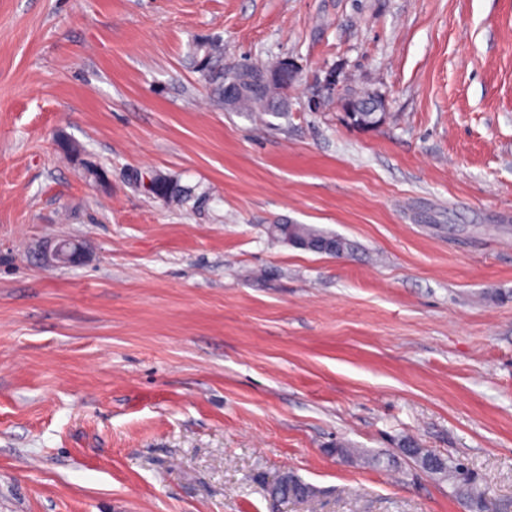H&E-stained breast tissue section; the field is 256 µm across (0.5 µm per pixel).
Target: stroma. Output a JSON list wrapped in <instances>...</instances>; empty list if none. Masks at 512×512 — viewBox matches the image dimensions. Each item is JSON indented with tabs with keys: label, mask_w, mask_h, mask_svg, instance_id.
<instances>
[{
	"label": "stroma",
	"mask_w": 512,
	"mask_h": 512,
	"mask_svg": "<svg viewBox=\"0 0 512 512\" xmlns=\"http://www.w3.org/2000/svg\"><path fill=\"white\" fill-rule=\"evenodd\" d=\"M334 67L380 125L309 111ZM415 448L512 512V0H0V512H468ZM218 52L219 47L214 42L198 41L193 47L192 59L196 71L212 85L214 96L227 110L234 107L237 94L244 90L269 95L271 91L293 83L297 77V68L289 58L281 59L279 67L268 73H249L248 69H237V64L230 67L236 69L235 71H226L224 74L223 69L216 71L213 63V58ZM231 111L246 112L258 116L261 120H264L266 115L278 117L285 114L263 105L251 95L240 97ZM271 234L281 242L290 241V246L310 252L312 246L321 242L333 244V253L329 255L342 256L352 249V244L347 239L323 234L307 224H276L272 227ZM83 259L81 247L69 240H62L49 254L48 262L53 264H74ZM270 496L276 501L311 500L316 496V489L293 473H286L270 487Z\"/></svg>",
	"instance_id": "1"
}]
</instances>
